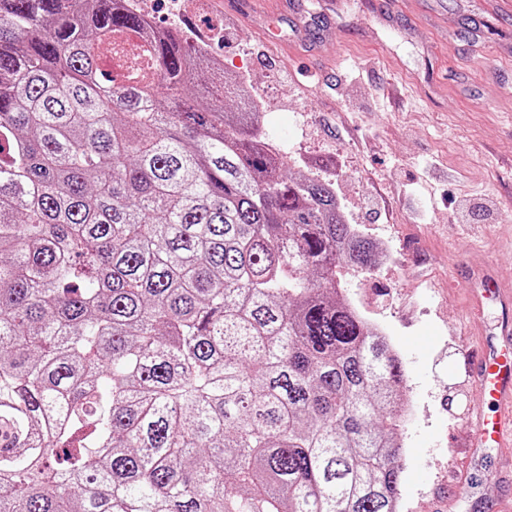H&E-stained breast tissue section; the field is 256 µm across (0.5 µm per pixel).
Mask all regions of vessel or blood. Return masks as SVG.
Instances as JSON below:
<instances>
[{
    "label": "vessel or blood",
    "mask_w": 512,
    "mask_h": 512,
    "mask_svg": "<svg viewBox=\"0 0 512 512\" xmlns=\"http://www.w3.org/2000/svg\"><path fill=\"white\" fill-rule=\"evenodd\" d=\"M470 295L475 307L488 302L512 308V290L502 287L491 271L475 269L469 274ZM471 384L493 405L491 413L477 416L467 429L466 446L472 455L487 449L512 447V318L502 317L483 330L477 347L466 350Z\"/></svg>",
    "instance_id": "1"
}]
</instances>
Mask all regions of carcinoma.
I'll list each match as a JSON object with an SVG mask.
<instances>
[{"label":"carcinoma","instance_id":"obj_1","mask_svg":"<svg viewBox=\"0 0 512 512\" xmlns=\"http://www.w3.org/2000/svg\"><path fill=\"white\" fill-rule=\"evenodd\" d=\"M151 30L0 0V512H398L403 365L337 281L375 243Z\"/></svg>","mask_w":512,"mask_h":512}]
</instances>
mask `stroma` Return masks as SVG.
<instances>
[{"instance_id": "1", "label": "stroma", "mask_w": 512, "mask_h": 512, "mask_svg": "<svg viewBox=\"0 0 512 512\" xmlns=\"http://www.w3.org/2000/svg\"><path fill=\"white\" fill-rule=\"evenodd\" d=\"M150 2L154 25L249 73L288 170L331 180L349 223L387 255L341 282L404 359L415 418L399 512L497 498L487 474L512 456L464 447L489 406L461 351L501 318L493 305L472 318L469 270L490 263L512 282V13L496 0Z\"/></svg>"}]
</instances>
